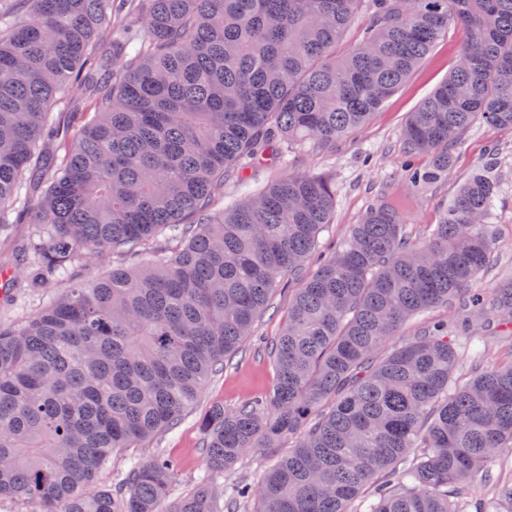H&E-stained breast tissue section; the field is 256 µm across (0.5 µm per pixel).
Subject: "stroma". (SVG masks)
Returning <instances> with one entry per match:
<instances>
[{"instance_id":"stroma-1","label":"stroma","mask_w":512,"mask_h":512,"mask_svg":"<svg viewBox=\"0 0 512 512\" xmlns=\"http://www.w3.org/2000/svg\"><path fill=\"white\" fill-rule=\"evenodd\" d=\"M464 37L461 28H450L447 36L435 44L423 63L367 123L337 140L329 152L318 154L296 149L281 156L272 166L245 171L242 180L226 181L225 205L234 204L244 192L263 187L277 175L309 171L328 174L336 184V206L328 228L318 240L320 251L327 254L348 237L352 224L395 189L411 198L408 232L430 237L460 185L489 163L498 180V194L490 216L496 241L492 262L478 285L490 287L502 274L512 271V132L474 124L462 133L452 165L437 180L414 187L404 171L408 164L421 170L432 165L430 155L405 154L403 129L410 112L447 78ZM301 284V279L296 277L290 280L288 288L275 292L267 312L255 323L251 335L241 343L224 372L206 381L197 400L173 431L157 437L147 447L126 448L116 453L111 467L98 473L94 487L117 483L129 458L142 460L161 451L179 462L173 482L174 495L191 491L207 468L200 418L215 405L233 411L245 402L268 399L276 381L269 343L279 335L286 320L291 290Z\"/></svg>"}]
</instances>
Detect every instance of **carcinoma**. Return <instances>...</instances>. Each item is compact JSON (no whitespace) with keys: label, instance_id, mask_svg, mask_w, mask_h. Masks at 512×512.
<instances>
[{"label":"carcinoma","instance_id":"1","mask_svg":"<svg viewBox=\"0 0 512 512\" xmlns=\"http://www.w3.org/2000/svg\"><path fill=\"white\" fill-rule=\"evenodd\" d=\"M0 0V289L45 296L0 321V499L32 512H469L465 485L512 454V356L461 350L495 330L512 351V272L476 283L494 245L496 184L476 174L431 237L409 199L369 209L303 280L272 344L267 407L200 421L208 472L171 498L173 462L85 486L123 448L169 432L250 336L331 223L321 173L276 176L229 208L224 181L280 153L326 151L361 127L460 25L445 80L403 130L448 169L476 121L512 130V0ZM370 21L337 48L362 10ZM93 110L63 125L74 91ZM27 212L35 233L14 237ZM112 268L52 293L81 254ZM444 307L453 318L402 336ZM286 440L295 444L281 451ZM275 459L252 487L216 477ZM224 508H219V502ZM477 512H512V484Z\"/></svg>","mask_w":512,"mask_h":512}]
</instances>
